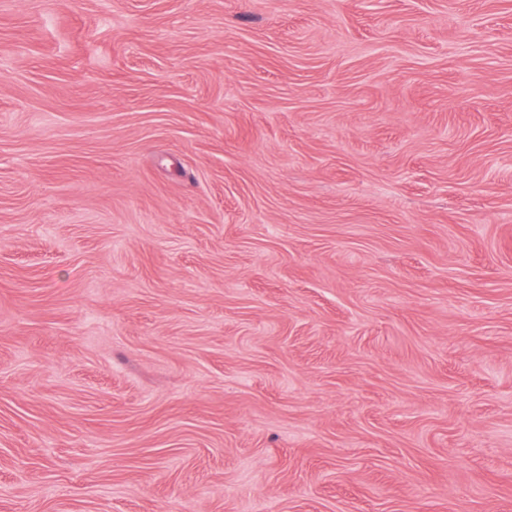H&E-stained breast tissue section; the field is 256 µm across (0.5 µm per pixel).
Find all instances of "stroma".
Listing matches in <instances>:
<instances>
[{
    "mask_svg": "<svg viewBox=\"0 0 512 512\" xmlns=\"http://www.w3.org/2000/svg\"><path fill=\"white\" fill-rule=\"evenodd\" d=\"M0 512H512V0H0Z\"/></svg>",
    "mask_w": 512,
    "mask_h": 512,
    "instance_id": "35a3bbf8",
    "label": "stroma"
}]
</instances>
